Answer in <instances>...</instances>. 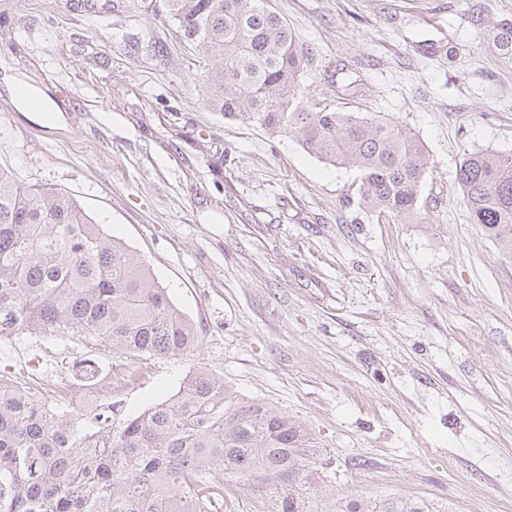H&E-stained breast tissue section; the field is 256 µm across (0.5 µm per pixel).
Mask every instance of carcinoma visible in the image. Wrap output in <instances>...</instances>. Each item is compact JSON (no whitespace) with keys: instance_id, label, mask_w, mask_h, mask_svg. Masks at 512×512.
I'll return each mask as SVG.
<instances>
[{"instance_id":"1","label":"carcinoma","mask_w":512,"mask_h":512,"mask_svg":"<svg viewBox=\"0 0 512 512\" xmlns=\"http://www.w3.org/2000/svg\"><path fill=\"white\" fill-rule=\"evenodd\" d=\"M184 44L206 58L208 108L295 136L359 172V200L407 223L425 148L381 116L317 108L300 96L305 57L270 0H166ZM473 223L512 258V155L476 152L457 169ZM79 336L91 348L170 358L198 349L197 326L138 254L71 196L0 167V338ZM99 367L82 365L87 390ZM315 449L288 415L234 394L198 368L178 391L115 427L112 405L50 404L0 382V512H224V479L266 495L265 512H304Z\"/></svg>"}]
</instances>
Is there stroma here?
Here are the masks:
<instances>
[{
	"mask_svg": "<svg viewBox=\"0 0 512 512\" xmlns=\"http://www.w3.org/2000/svg\"><path fill=\"white\" fill-rule=\"evenodd\" d=\"M271 5L307 54L305 101L423 142L417 217L378 220L355 168L209 111L163 0H0V167L108 225L202 340L162 359L12 336L0 375L66 390L93 359L120 423L203 365L310 433L306 512H512V259L456 179L466 154L512 155V54L492 46L512 0Z\"/></svg>",
	"mask_w": 512,
	"mask_h": 512,
	"instance_id": "35a3bbf8",
	"label": "stroma"
}]
</instances>
